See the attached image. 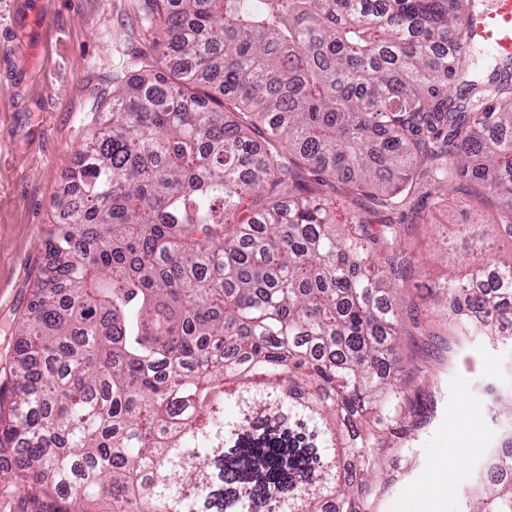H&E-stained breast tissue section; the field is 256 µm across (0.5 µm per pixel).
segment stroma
I'll return each instance as SVG.
<instances>
[{"label": "stroma", "instance_id": "1", "mask_svg": "<svg viewBox=\"0 0 512 512\" xmlns=\"http://www.w3.org/2000/svg\"><path fill=\"white\" fill-rule=\"evenodd\" d=\"M133 0H0V378L12 365L14 331L35 301V281L45 263L44 240L67 175L94 124L106 113L112 73L139 46ZM450 206L414 221L421 198L402 211L380 210L373 221L408 224L407 251L423 256L442 276L464 273L440 253L439 228L469 224L501 255L512 239L500 236L491 215L496 201L480 204L450 191ZM421 327L401 326V359L408 392L428 412L424 425L388 436V447L368 512H394L396 501L434 478L443 449L458 453L447 487L424 512H461L464 491L488 467L503 439L484 388L512 387V351L476 341L456 345L447 323L431 315L423 291L412 298Z\"/></svg>", "mask_w": 512, "mask_h": 512}]
</instances>
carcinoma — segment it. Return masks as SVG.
Instances as JSON below:
<instances>
[{
    "mask_svg": "<svg viewBox=\"0 0 512 512\" xmlns=\"http://www.w3.org/2000/svg\"><path fill=\"white\" fill-rule=\"evenodd\" d=\"M479 0H135L143 43L54 203L38 302L0 380L3 485L26 512H362L424 269L398 210L422 187L502 202L512 57L466 37ZM133 74H126V69ZM432 285L454 335L512 344V256L465 242ZM487 394L512 441V393ZM465 512H512V457Z\"/></svg>",
    "mask_w": 512,
    "mask_h": 512,
    "instance_id": "obj_1",
    "label": "carcinoma"
}]
</instances>
